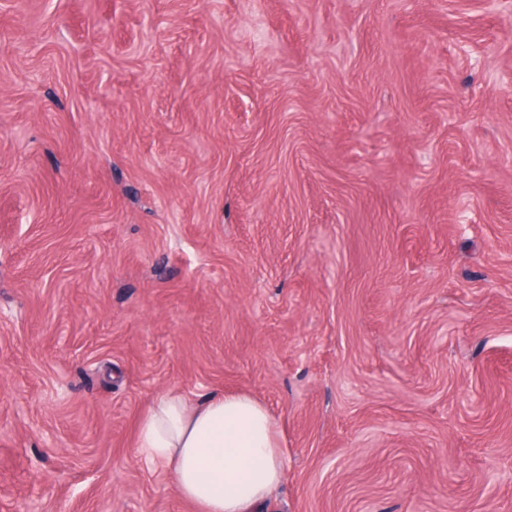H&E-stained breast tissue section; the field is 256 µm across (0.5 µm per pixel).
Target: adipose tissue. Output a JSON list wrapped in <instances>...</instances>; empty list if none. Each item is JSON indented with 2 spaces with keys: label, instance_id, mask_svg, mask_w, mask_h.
Returning a JSON list of instances; mask_svg holds the SVG:
<instances>
[{
  "label": "adipose tissue",
  "instance_id": "ef3b65f1",
  "mask_svg": "<svg viewBox=\"0 0 512 512\" xmlns=\"http://www.w3.org/2000/svg\"><path fill=\"white\" fill-rule=\"evenodd\" d=\"M135 448L173 475L196 512H261L284 476L276 423L247 394L161 393L138 421Z\"/></svg>",
  "mask_w": 512,
  "mask_h": 512
}]
</instances>
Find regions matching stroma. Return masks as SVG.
<instances>
[{
    "mask_svg": "<svg viewBox=\"0 0 512 512\" xmlns=\"http://www.w3.org/2000/svg\"><path fill=\"white\" fill-rule=\"evenodd\" d=\"M168 388L264 512H512V0H0V512H194ZM135 448L173 475L196 512H260L284 476L276 423L247 394L161 393L138 421Z\"/></svg>",
    "mask_w": 512,
    "mask_h": 512,
    "instance_id": "stroma-1",
    "label": "stroma"
}]
</instances>
